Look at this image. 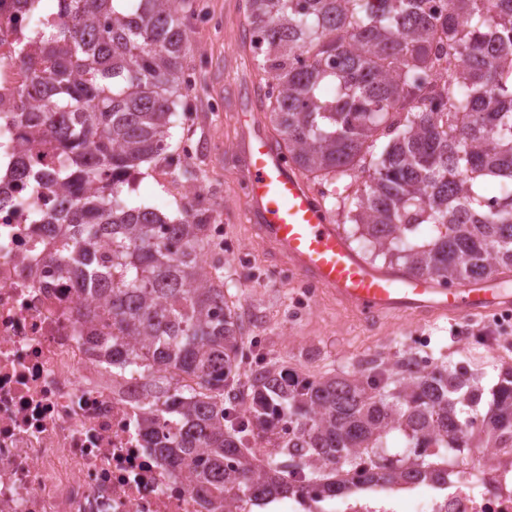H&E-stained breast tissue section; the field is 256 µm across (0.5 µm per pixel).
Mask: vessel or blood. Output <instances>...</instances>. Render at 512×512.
I'll return each instance as SVG.
<instances>
[{"mask_svg": "<svg viewBox=\"0 0 512 512\" xmlns=\"http://www.w3.org/2000/svg\"><path fill=\"white\" fill-rule=\"evenodd\" d=\"M249 191L243 210L278 255L367 320L402 313L470 318L512 307V290L491 279L454 288L427 276L389 272L361 258L304 179L286 166L254 113L236 115Z\"/></svg>", "mask_w": 512, "mask_h": 512, "instance_id": "b4317fda", "label": "vessel or blood"}]
</instances>
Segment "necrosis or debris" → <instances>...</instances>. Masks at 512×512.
Here are the masks:
<instances>
[{"label":"necrosis or debris","instance_id":"4bbe7bcc","mask_svg":"<svg viewBox=\"0 0 512 512\" xmlns=\"http://www.w3.org/2000/svg\"><path fill=\"white\" fill-rule=\"evenodd\" d=\"M14 0H0V116L10 118L29 76L15 65L27 28ZM29 135L12 122L0 129V169L17 160ZM42 166L10 185L0 211V512H512V449H485L464 468L449 451L448 481L373 483L371 457L336 473L345 493L309 485L302 496L262 501L234 485L199 482L192 467L163 465L142 429L146 369L116 371L93 360L90 335L116 336L102 317L86 324L82 306L101 307L44 265L43 241L29 224Z\"/></svg>","mask_w":512,"mask_h":512}]
</instances>
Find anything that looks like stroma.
Returning <instances> with one entry per match:
<instances>
[{"instance_id": "1", "label": "stroma", "mask_w": 512, "mask_h": 512, "mask_svg": "<svg viewBox=\"0 0 512 512\" xmlns=\"http://www.w3.org/2000/svg\"><path fill=\"white\" fill-rule=\"evenodd\" d=\"M203 13L190 21L187 64L196 77L195 92L185 112L179 113L171 131V151L192 142L187 164L199 172L212 223L223 225L222 243L207 252L209 263L224 268V290L241 302L245 318L244 342L250 370L254 361L274 359L296 376L359 370L361 357L374 350L391 356L404 348L406 338L424 337V353L430 362L445 359L468 371L472 381L490 391L498 380L499 362L484 353H463L453 329L466 323L465 316L422 321L395 314L372 324L359 312L342 305L325 289L304 301L307 285L299 275L281 279L287 265L246 218L242 203L248 192L242 176L235 123L238 108L256 106L249 61L241 57L239 30L247 28L244 0H201ZM220 110H213V101ZM158 166H142L135 205L158 208L168 218H179L190 198L182 196L170 179L157 175Z\"/></svg>"}]
</instances>
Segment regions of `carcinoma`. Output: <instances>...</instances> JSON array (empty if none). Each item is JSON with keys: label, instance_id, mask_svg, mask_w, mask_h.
Segmentation results:
<instances>
[{"label": "carcinoma", "instance_id": "carcinoma-1", "mask_svg": "<svg viewBox=\"0 0 512 512\" xmlns=\"http://www.w3.org/2000/svg\"><path fill=\"white\" fill-rule=\"evenodd\" d=\"M16 0V12L61 13L60 28L40 35L18 61L30 73L18 94L16 121L60 151L48 182L68 180L53 209L32 204L44 225V262L79 290L99 293L104 311L80 312L89 324L104 313L122 336L98 340L93 353L110 361L120 338L127 364L147 363L152 401L145 429L160 420L179 427L156 445L162 459L198 470L211 485L235 483L253 495L304 494L288 482L326 481L320 460L357 465L360 448L390 460L371 481L442 482L426 436L439 432L459 448L512 442V366L501 369L485 409L463 382L434 364L410 369L415 356L390 365L375 360L359 372L292 380L261 361L241 381L243 320L224 294L221 267L206 266L209 209L180 219L129 196L140 166L161 155L176 176L198 180L168 152L177 106L195 87L185 58L194 0ZM249 52L259 77L260 107L284 160L306 180L334 185L344 222L375 257L438 283H477L512 271V63L494 38L512 46V0H245ZM467 18L468 23L460 24ZM457 61L436 75L442 61ZM37 97L38 112L25 114ZM170 366L199 381L182 393L152 373ZM276 437L266 463L250 456L260 432ZM398 435L404 447L394 448Z\"/></svg>", "mask_w": 512, "mask_h": 512}]
</instances>
